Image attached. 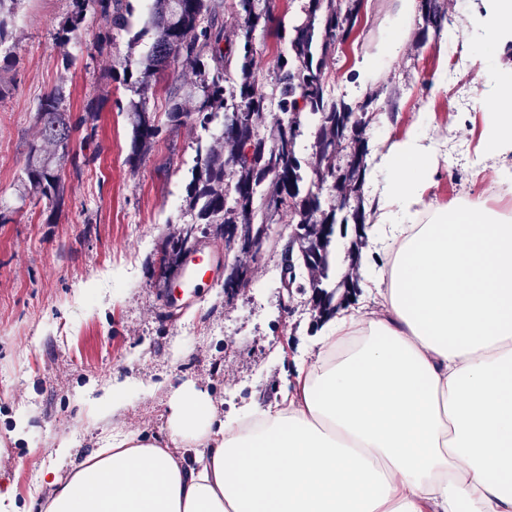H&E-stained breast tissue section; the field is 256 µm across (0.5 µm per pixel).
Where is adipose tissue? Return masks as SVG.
Returning a JSON list of instances; mask_svg holds the SVG:
<instances>
[{
    "instance_id": "obj_1",
    "label": "adipose tissue",
    "mask_w": 512,
    "mask_h": 512,
    "mask_svg": "<svg viewBox=\"0 0 512 512\" xmlns=\"http://www.w3.org/2000/svg\"><path fill=\"white\" fill-rule=\"evenodd\" d=\"M473 24L511 48L512 0ZM475 64L481 152L512 153V74ZM428 122L377 154L380 311L338 313L281 402L234 422L179 388L165 435L115 434L44 512H512V218L479 191L427 200Z\"/></svg>"
}]
</instances>
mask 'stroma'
I'll use <instances>...</instances> for the list:
<instances>
[{
	"mask_svg": "<svg viewBox=\"0 0 512 512\" xmlns=\"http://www.w3.org/2000/svg\"><path fill=\"white\" fill-rule=\"evenodd\" d=\"M479 2L442 0L449 28L436 38L423 37V17L415 15L402 27L401 52L385 63L379 52L399 25L397 0H361L354 35L323 61L334 98L357 108L376 94L369 145L400 135L417 112L432 114L429 135L443 148L428 197L441 204L481 189L480 172L512 171V153L483 158L476 151L481 119L472 79L484 35L471 20ZM259 5L274 17L252 39L255 80L266 90L308 0ZM70 9L71 0H25L12 63L0 67V204L13 210L11 222L0 224V488L15 512H38L54 492L44 473L67 479L113 434L164 435L179 386L207 393L231 420L253 402L276 400L321 329L308 296L287 294L281 283L294 228L286 211L269 224L252 278L234 297L225 296L218 276L185 307L167 306L176 282L161 268L162 249L192 219L185 200L196 150L218 144L221 128L186 121L131 167L126 107L133 94L116 71L141 60L151 38L122 33L101 43L104 27L90 17L57 47L58 23ZM361 60L374 68L363 87L353 70ZM439 80L445 89L433 92ZM58 87L79 126L72 141L78 165L64 170L67 196L55 212L48 201L21 199L20 177L38 100ZM90 132L93 151L83 146ZM114 387L118 401L105 402ZM64 439L72 446L66 457L57 453Z\"/></svg>",
	"mask_w": 512,
	"mask_h": 512,
	"instance_id": "stroma-1",
	"label": "stroma"
}]
</instances>
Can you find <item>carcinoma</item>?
<instances>
[{
	"mask_svg": "<svg viewBox=\"0 0 512 512\" xmlns=\"http://www.w3.org/2000/svg\"><path fill=\"white\" fill-rule=\"evenodd\" d=\"M22 0H0V54L11 53L12 21ZM244 26L233 35L224 33L222 0H151L145 28L153 42L137 72H124L128 85L148 84L159 72L173 66L194 80L174 83L166 91L168 127L176 129L189 117L206 129L216 118H235L232 132L221 136L223 147L199 151L189 183L188 208L195 220L185 223L164 247V265L172 270L182 263V255L198 245L196 226L208 224L214 236L224 239L230 226L237 238L251 240L267 236V224L281 211L293 214L299 225L296 265L304 268L305 283L299 289L311 291L317 317L332 315L345 300V292L357 286L347 274L328 288L336 218L343 224L365 223L359 192L366 169L364 127L366 112H356L342 100L332 99L325 84L322 64L314 63L317 13L321 21V55L336 47L337 28L355 25L358 6L346 12L336 0H309V19L295 27L289 56L279 57L270 91L259 90L254 78L252 35L271 22V13L258 8V0H237ZM426 26L423 33L441 32L445 15L439 0H422ZM94 13L109 29L130 32L132 9L128 0H72V9L60 23L56 40H69L79 30L88 13ZM235 51L238 66L236 89L224 87L227 54ZM275 107L290 115L279 125L273 141L259 134L264 111ZM126 112L132 126V168L151 150L162 133L146 100H131ZM314 114L318 129L308 158L298 156L302 116ZM37 136L30 144L21 181L33 196L46 199L54 207L64 204L65 181L60 162L77 164L71 149V135L77 129L66 107L63 89L44 94L35 114ZM347 150L346 159L336 164L338 150ZM307 168L313 184L326 187L341 206H324L320 193L304 189L302 168ZM233 203L227 204V197Z\"/></svg>",
	"mask_w": 512,
	"mask_h": 512,
	"instance_id": "1",
	"label": "carcinoma"
}]
</instances>
